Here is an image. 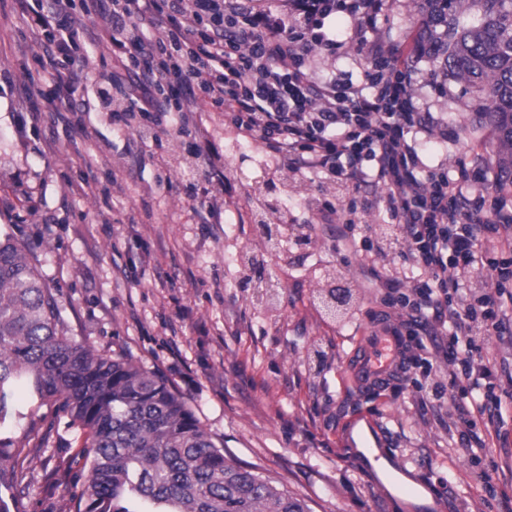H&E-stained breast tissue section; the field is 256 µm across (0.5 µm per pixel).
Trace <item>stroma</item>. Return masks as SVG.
Listing matches in <instances>:
<instances>
[{"label":"stroma","instance_id":"obj_1","mask_svg":"<svg viewBox=\"0 0 512 512\" xmlns=\"http://www.w3.org/2000/svg\"><path fill=\"white\" fill-rule=\"evenodd\" d=\"M423 0H386L378 27L413 55V98L432 113L434 133L420 134V154L457 179V158L482 176L464 183L467 197L494 194L512 207V186L498 185L500 168L491 132L476 115L468 81L444 76L434 60L414 55V23ZM26 0H0V232L13 233L41 261L62 308L66 336L106 354L121 353L160 373L193 408L217 444L239 462L304 499L310 512H512V420L484 455L461 448L466 428L454 402L436 407L416 386L449 385L441 359L432 371L363 389L353 368L365 353L382 311L381 290L364 280L361 265L397 278H420L404 265L402 241L388 255L356 246L336 252V227L323 223L331 199L339 221L378 233L389 219L382 191L371 183L331 186L302 171L288 176L278 196L289 224L280 249L267 251L255 201L244 177L272 169L260 142H247L209 105L198 117L229 175L224 206L200 223L199 200L188 184L191 148L169 137L147 145L132 129L98 108L90 89L112 72L107 47L93 46L89 69L76 77L89 92L76 99L69 123L26 84L45 82L37 50L24 48ZM317 76L361 84L367 47L346 44L340 54L315 49ZM92 192H74L77 183ZM259 253L280 283L272 305L258 304L245 287V253ZM333 265L353 293L345 319L328 318L316 304L314 269ZM375 424L380 456L394 471L379 477L352 446L361 418ZM18 440L37 451L22 512H74L84 477L77 429L53 407L34 414ZM491 469L492 480L479 475Z\"/></svg>","mask_w":512,"mask_h":512}]
</instances>
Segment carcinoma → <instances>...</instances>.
Here are the masks:
<instances>
[{"label": "carcinoma", "instance_id": "1", "mask_svg": "<svg viewBox=\"0 0 512 512\" xmlns=\"http://www.w3.org/2000/svg\"><path fill=\"white\" fill-rule=\"evenodd\" d=\"M425 0L417 51L467 80L492 133L503 184L512 186V0ZM273 179L253 193L269 246L280 242ZM49 404L79 430L86 480L76 512H310L296 498L224 454L173 386L122 355L108 356L64 335L39 259L0 234V512H20L30 493L28 454L14 429Z\"/></svg>", "mask_w": 512, "mask_h": 512}]
</instances>
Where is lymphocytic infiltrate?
I'll return each instance as SVG.
<instances>
[{
    "label": "lymphocytic infiltrate",
    "mask_w": 512,
    "mask_h": 512,
    "mask_svg": "<svg viewBox=\"0 0 512 512\" xmlns=\"http://www.w3.org/2000/svg\"><path fill=\"white\" fill-rule=\"evenodd\" d=\"M27 27L49 65L50 89L30 86L31 95H50L67 119L83 88L75 73L91 64L81 41L112 47L116 73L97 88L100 107L137 119L142 143L164 136L191 137L194 157L204 158L200 180L212 182L216 156L194 113L199 102L223 111L239 136L257 139L278 169L314 170L331 184L355 186L373 178L383 188L386 210L406 245L405 263L424 271L410 287L368 268L387 288L386 304L407 316L384 322L381 335L407 337L412 362L435 350L448 358L454 388L468 397L461 421L484 422L485 439L469 446L483 453L500 435L503 400L495 392L497 363L473 360L482 341L505 327L511 314L500 293L512 285V209L465 198L445 170L426 169L415 136L433 125L430 113L412 99L415 68L410 57L384 38L370 51L369 86L319 80L310 66L312 45L343 49L376 17L381 0H46ZM352 18L344 39L326 22L336 13ZM105 15L107 26H77V15ZM140 72L125 87L123 73ZM491 276L496 293L462 299V275Z\"/></svg>",
    "instance_id": "1"
}]
</instances>
